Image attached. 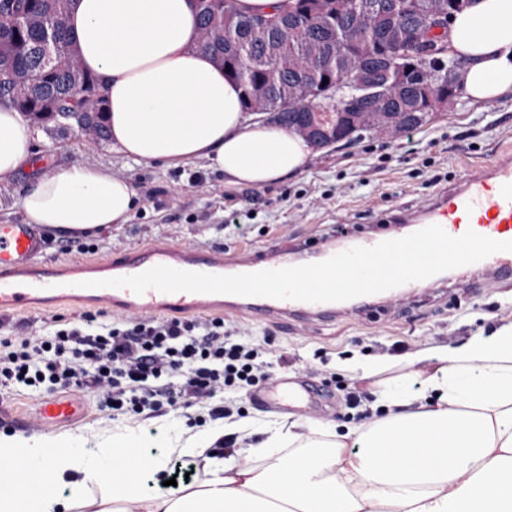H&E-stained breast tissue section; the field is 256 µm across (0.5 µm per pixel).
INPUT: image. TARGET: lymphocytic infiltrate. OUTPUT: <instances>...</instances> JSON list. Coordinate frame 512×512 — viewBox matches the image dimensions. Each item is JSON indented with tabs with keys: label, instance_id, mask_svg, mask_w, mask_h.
Here are the masks:
<instances>
[{
	"label": "lymphocytic infiltrate",
	"instance_id": "obj_1",
	"mask_svg": "<svg viewBox=\"0 0 512 512\" xmlns=\"http://www.w3.org/2000/svg\"><path fill=\"white\" fill-rule=\"evenodd\" d=\"M269 349L234 335L223 320L148 317L116 323L84 315L63 328L0 341V385L40 394L89 391L114 415L135 421L163 405L207 407L211 419L230 417L219 391L269 384Z\"/></svg>",
	"mask_w": 512,
	"mask_h": 512
}]
</instances>
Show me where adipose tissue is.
<instances>
[{"label": "adipose tissue", "mask_w": 512, "mask_h": 512, "mask_svg": "<svg viewBox=\"0 0 512 512\" xmlns=\"http://www.w3.org/2000/svg\"><path fill=\"white\" fill-rule=\"evenodd\" d=\"M67 24L83 68L104 86L110 141L138 163L178 166L208 161L231 185L263 187L302 171L311 146L293 130L250 122L241 90L200 37L194 0H76ZM492 23L480 33L479 23ZM445 41L460 60L467 97L488 101L512 93V0H468L451 17ZM33 157V131L0 107V182ZM136 203L126 179L73 166L31 182L19 199L27 223L90 232L125 223ZM409 364L425 384L410 399L381 394L385 416L336 434L314 453L298 425L271 439L299 452L259 467L258 447L222 458L225 429L181 436L161 455H143L121 473L113 437L106 449L82 452L75 438H0V470L17 465L49 481L0 488V512H512V321L457 348L415 353ZM203 461L206 479L169 495L130 486L166 468L168 454ZM101 495L88 494V486ZM77 489L62 500L63 487Z\"/></svg>", "instance_id": "obj_1"}]
</instances>
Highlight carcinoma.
I'll use <instances>...</instances> for the list:
<instances>
[{
  "instance_id": "cac0c4a2",
  "label": "carcinoma",
  "mask_w": 512,
  "mask_h": 512,
  "mask_svg": "<svg viewBox=\"0 0 512 512\" xmlns=\"http://www.w3.org/2000/svg\"><path fill=\"white\" fill-rule=\"evenodd\" d=\"M462 10L466 0H301L300 15L281 29L258 25L236 0H195L200 19L199 47L208 51L242 91L245 110L271 111L273 121L293 128L307 112H336L357 97L359 68L384 75L391 65L405 81L379 82L370 115L398 113L402 130L418 125L428 111L427 95L444 87L456 63L444 58L428 73L417 71L407 55L409 37L448 4ZM75 0H0V106L33 114L60 129L81 112L84 131L108 138L106 102L99 79L79 63V50L67 18ZM51 44L44 63L42 42Z\"/></svg>"
}]
</instances>
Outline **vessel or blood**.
I'll use <instances>...</instances> for the list:
<instances>
[{"mask_svg":"<svg viewBox=\"0 0 512 512\" xmlns=\"http://www.w3.org/2000/svg\"><path fill=\"white\" fill-rule=\"evenodd\" d=\"M475 232L497 241H512V151L492 164L466 175L454 188L436 195L425 211L393 216V238H402L430 225L441 226L459 236L463 221ZM380 236L343 237L319 247H282L276 251L256 250L234 257L223 249L199 252L170 244H156L127 251L105 263L70 259L44 265L40 257L46 237L39 224H0V315L27 311L35 306L72 304L105 308L125 317L241 313L288 317L302 311L312 315L339 310L336 302L308 303L292 299L223 296L220 293L180 291L164 293L150 289L136 294L127 288L109 287L110 279L142 273L155 266L206 273L236 275L280 269L326 260L353 247H372ZM477 269H492L501 277L512 276V252H497L477 262ZM81 412L69 400L45 402L36 421L64 423Z\"/></svg>","mask_w":512,"mask_h":512,"instance_id":"vessel-or-blood-1","label":"vessel or blood"}]
</instances>
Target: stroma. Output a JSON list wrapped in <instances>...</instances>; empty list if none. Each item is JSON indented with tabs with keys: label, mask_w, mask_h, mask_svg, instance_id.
Returning <instances> with one entry per match:
<instances>
[{
	"label": "stroma",
	"mask_w": 512,
	"mask_h": 512,
	"mask_svg": "<svg viewBox=\"0 0 512 512\" xmlns=\"http://www.w3.org/2000/svg\"><path fill=\"white\" fill-rule=\"evenodd\" d=\"M512 151V95L491 102L459 96L455 105L431 117L395 140L373 135L348 147L336 145L314 152L297 177L270 186H228L224 175L205 160L178 168L136 163L109 141L95 143L70 129L63 133L34 130V151L46 168L25 167L10 182L0 183V224H20L17 205L29 182L73 166H89L129 180L137 201L127 223L98 232L99 244L88 258L111 260L130 248L168 243L198 249L224 248L227 254L271 248L281 243L315 246L346 227L350 236L379 232V220L395 210H420L434 194L453 187L469 171L490 164L500 153ZM237 211L244 229L227 234L225 216ZM85 308L59 305L0 318V340L17 334L39 333L47 323L67 324ZM512 320V282L460 267L441 277L435 287L415 291L393 304L337 314L336 318L306 324L247 315L231 317V324L267 343L273 356L288 359L294 381L319 386L326 405L320 410L270 408L252 387L229 392L250 424L245 444L256 445L266 430L296 422L321 432H345L381 416L377 381H400L414 389L407 375V356L439 345H458L475 336L491 335ZM392 360L380 377L354 379L340 370L341 362L356 358L370 363ZM355 391L360 405L347 393ZM84 410L65 424H35L21 428L17 417L32 414L40 396L25 389H0V436L78 434L83 452H95L102 437L120 434L149 440L161 449L180 431H198L186 410L162 406L133 425L104 409L98 397L81 392Z\"/></svg>",
	"instance_id": "obj_1"
}]
</instances>
